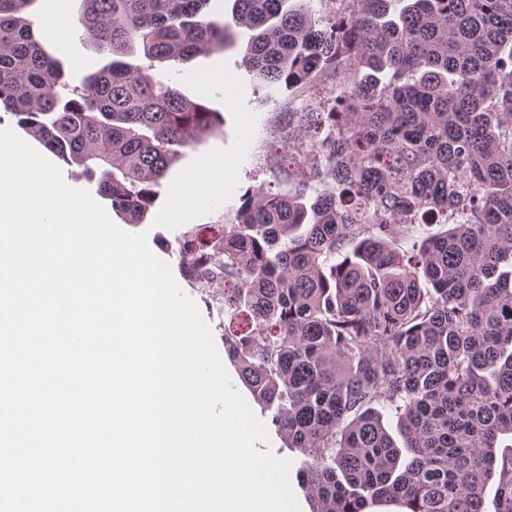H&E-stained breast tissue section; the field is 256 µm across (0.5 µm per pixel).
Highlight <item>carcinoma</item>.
Segmentation results:
<instances>
[{"instance_id":"obj_1","label":"carcinoma","mask_w":512,"mask_h":512,"mask_svg":"<svg viewBox=\"0 0 512 512\" xmlns=\"http://www.w3.org/2000/svg\"><path fill=\"white\" fill-rule=\"evenodd\" d=\"M38 0H0V111L139 224L220 113L123 60L224 47L318 97L280 113L288 164L234 219L182 243L183 273L222 283L224 349L302 456L310 512H512V0H82L110 61L80 85L36 38ZM335 185L322 192L318 187ZM420 227L411 247L401 228ZM398 419L403 446L382 419Z\"/></svg>"}]
</instances>
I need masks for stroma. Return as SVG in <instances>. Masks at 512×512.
<instances>
[{"label":"stroma","mask_w":512,"mask_h":512,"mask_svg":"<svg viewBox=\"0 0 512 512\" xmlns=\"http://www.w3.org/2000/svg\"><path fill=\"white\" fill-rule=\"evenodd\" d=\"M80 5L81 0H38L36 5V35L62 60L73 85L107 62L83 34L78 23ZM233 34V42L224 50L183 64L153 65L143 53L131 56L132 64L151 67L188 98L222 112L224 131L184 148L162 182L156 206L142 223H129L124 214L112 210L110 201L102 203L120 229L146 234L151 250L170 265L182 290L197 304L219 348L224 345V316L205 289L184 277L182 243L190 232L224 226L239 205L241 191L269 180L278 162L274 151L277 115L301 100L296 89L261 82L244 63L249 31L237 27Z\"/></svg>","instance_id":"35a3bbf8"}]
</instances>
